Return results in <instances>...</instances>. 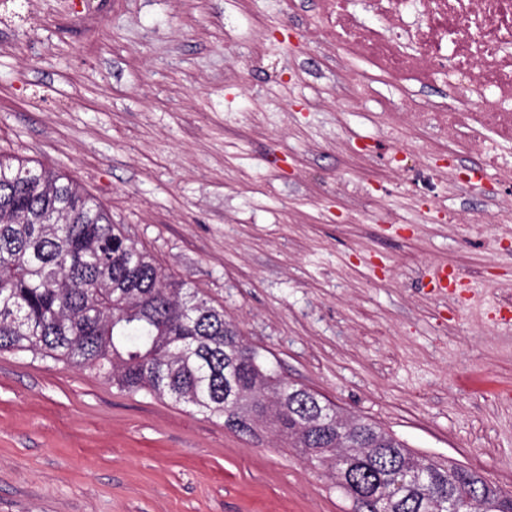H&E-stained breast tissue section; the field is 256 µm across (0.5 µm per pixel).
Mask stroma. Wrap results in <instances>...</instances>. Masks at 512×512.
Instances as JSON below:
<instances>
[{"instance_id": "1", "label": "stroma", "mask_w": 512, "mask_h": 512, "mask_svg": "<svg viewBox=\"0 0 512 512\" xmlns=\"http://www.w3.org/2000/svg\"><path fill=\"white\" fill-rule=\"evenodd\" d=\"M323 24L320 0H0V153L75 179L288 383L510 492L512 208L488 199L512 168L383 121L445 86ZM439 265L468 287L435 292ZM0 512L356 508L270 434L2 351Z\"/></svg>"}]
</instances>
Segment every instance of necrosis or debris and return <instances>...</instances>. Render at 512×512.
Instances as JSON below:
<instances>
[{"label": "necrosis or debris", "mask_w": 512, "mask_h": 512, "mask_svg": "<svg viewBox=\"0 0 512 512\" xmlns=\"http://www.w3.org/2000/svg\"><path fill=\"white\" fill-rule=\"evenodd\" d=\"M385 23L373 28L359 24L348 9V0H321L331 30L343 45L367 57L379 70L429 84L446 76L444 101L432 102L411 112L390 113L391 121L407 125L429 124L435 137L453 155L477 156L486 169L500 165L501 142L512 144V51L502 37L512 29V0H385ZM428 11V25L421 34L419 50L404 51L390 31L406 12ZM467 12L482 21L480 35L458 29L457 16ZM453 41L451 54L441 45ZM479 109L467 111L468 100Z\"/></svg>", "instance_id": "necrosis-or-debris-1"}]
</instances>
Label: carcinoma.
<instances>
[{"label": "carcinoma", "instance_id": "carcinoma-1", "mask_svg": "<svg viewBox=\"0 0 512 512\" xmlns=\"http://www.w3.org/2000/svg\"><path fill=\"white\" fill-rule=\"evenodd\" d=\"M0 351L31 352L94 369L117 390L185 405L257 437L269 432L314 466L338 456L350 467L327 472L347 497L388 488L426 458L394 434L363 421V446L336 440V428H308L298 387L246 344L224 308L192 282L166 272L129 239L73 179L0 154ZM229 382L242 395L224 396ZM426 482L440 497L484 486L493 512H512V494L476 471L430 460ZM398 512H436L421 486Z\"/></svg>", "mask_w": 512, "mask_h": 512}]
</instances>
